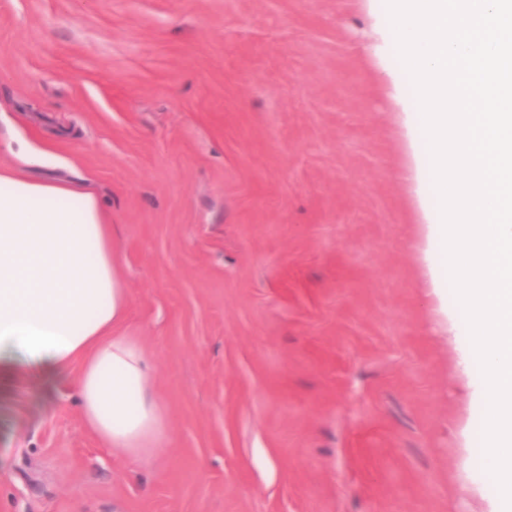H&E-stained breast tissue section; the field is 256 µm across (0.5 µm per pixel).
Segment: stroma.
<instances>
[{"instance_id":"1","label":"stroma","mask_w":512,"mask_h":512,"mask_svg":"<svg viewBox=\"0 0 512 512\" xmlns=\"http://www.w3.org/2000/svg\"><path fill=\"white\" fill-rule=\"evenodd\" d=\"M363 0H0V168L98 196L171 438L0 381V512H492L479 367Z\"/></svg>"}]
</instances>
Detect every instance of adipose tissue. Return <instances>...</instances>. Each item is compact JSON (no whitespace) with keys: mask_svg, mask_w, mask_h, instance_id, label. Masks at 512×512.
<instances>
[{"mask_svg":"<svg viewBox=\"0 0 512 512\" xmlns=\"http://www.w3.org/2000/svg\"><path fill=\"white\" fill-rule=\"evenodd\" d=\"M129 305L100 201L0 169V377L32 369L46 393L74 378L86 427L147 460L169 434L148 353L121 330Z\"/></svg>","mask_w":512,"mask_h":512,"instance_id":"ef3b65f1","label":"adipose tissue"}]
</instances>
